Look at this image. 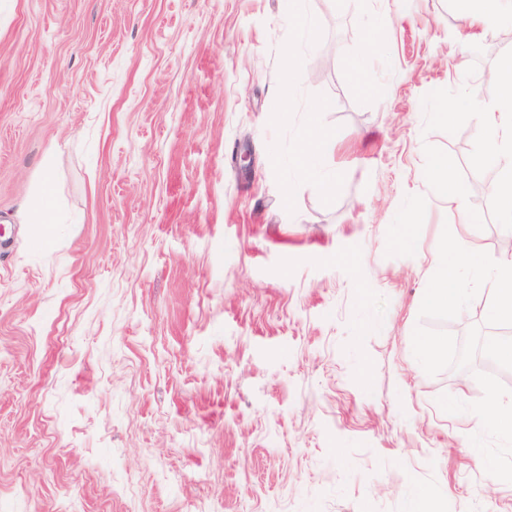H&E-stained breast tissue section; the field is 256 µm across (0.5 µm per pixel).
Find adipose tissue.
<instances>
[{
  "label": "adipose tissue",
  "instance_id": "obj_1",
  "mask_svg": "<svg viewBox=\"0 0 512 512\" xmlns=\"http://www.w3.org/2000/svg\"><path fill=\"white\" fill-rule=\"evenodd\" d=\"M462 19L468 27L485 29L512 25V0H459ZM498 94L487 103L472 97L474 117L483 131V156L501 173L492 186L499 207L497 219L512 228V55L503 56L492 71Z\"/></svg>",
  "mask_w": 512,
  "mask_h": 512
}]
</instances>
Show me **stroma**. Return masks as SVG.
Segmentation results:
<instances>
[{"label":"stroma","instance_id":"stroma-1","mask_svg":"<svg viewBox=\"0 0 512 512\" xmlns=\"http://www.w3.org/2000/svg\"><path fill=\"white\" fill-rule=\"evenodd\" d=\"M288 2L0 0V512H512L479 412L512 370L412 351L420 322L494 333L488 285L419 318L463 204L424 147L512 256L469 103L512 44L457 61V0H305L308 34ZM36 242L39 246H46L52 242L54 233V217L52 209L47 205L42 206L36 214Z\"/></svg>","mask_w":512,"mask_h":512}]
</instances>
